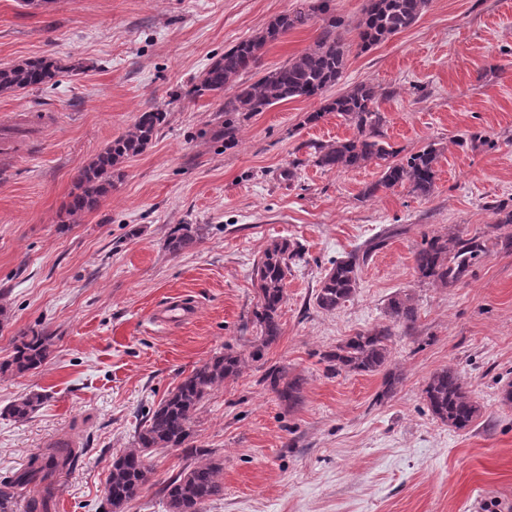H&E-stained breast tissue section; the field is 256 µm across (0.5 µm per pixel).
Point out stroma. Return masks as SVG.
I'll use <instances>...</instances> for the list:
<instances>
[{
    "label": "stroma",
    "instance_id": "stroma-1",
    "mask_svg": "<svg viewBox=\"0 0 512 512\" xmlns=\"http://www.w3.org/2000/svg\"><path fill=\"white\" fill-rule=\"evenodd\" d=\"M301 0H0V67L45 55L82 63L54 85L0 97V359L28 328L54 344L36 371L0 374V481L64 444L77 462L54 482L49 512H101L113 457L129 448L145 409L195 367L243 350L254 334L252 267L273 241L299 243L281 308L282 332L259 362L214 388L193 444L224 459V494L201 512H512V247L490 232L492 208L512 206V0H431L407 30L361 50L365 0H332L350 46L342 93L384 92L385 140L406 154L445 148L427 199L396 188L359 193L377 165L316 167L311 143L351 136L342 118L308 123L323 98L276 104L244 122L237 147L213 139L221 99L193 97L204 69ZM317 24L266 46L253 72L313 45ZM168 112L149 148L123 165L111 195L82 223L58 224L72 178L143 112ZM477 136L478 149L465 147ZM293 178H285V170ZM176 224H198L181 255L164 246ZM487 234L470 276L452 288L421 281L423 233ZM356 293L333 312L313 295L333 261L381 233ZM412 294L413 330L396 329L382 396L379 373L328 374L324 352L385 323L388 299ZM195 304L184 324L156 322L168 302ZM285 366L306 381L285 412L263 378ZM454 368L481 407L465 432L428 411L430 375ZM30 392L48 400L31 419L7 413ZM182 452L153 454L148 484L124 512H168L162 483Z\"/></svg>",
    "mask_w": 512,
    "mask_h": 512
}]
</instances>
